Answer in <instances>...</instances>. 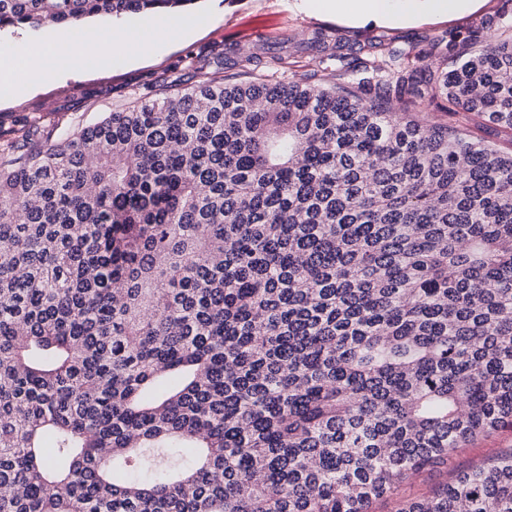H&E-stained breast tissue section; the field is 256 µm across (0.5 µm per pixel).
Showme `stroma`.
I'll list each match as a JSON object with an SVG mask.
<instances>
[{
	"label": "stroma",
	"instance_id": "35a3bbf8",
	"mask_svg": "<svg viewBox=\"0 0 512 512\" xmlns=\"http://www.w3.org/2000/svg\"><path fill=\"white\" fill-rule=\"evenodd\" d=\"M191 26L174 43H153L157 18H119L148 41L136 52L112 53L99 67L45 78L33 88L21 86L0 96V130L9 131L23 119H41L39 135L57 139L78 125L97 121L178 76L186 56L213 59L216 53L257 58L256 72L281 80L304 77L318 57L310 41L320 35L328 42L404 45L449 33L478 30L498 40H512V0H481L478 8L453 18L411 24L347 23L326 13H310L301 0H199L190 14ZM108 18L88 21L98 30L115 23ZM512 450V429L480 437L458 449L447 465L419 473L403 482L393 498L373 504L371 512H396L405 501L422 500L462 472Z\"/></svg>",
	"mask_w": 512,
	"mask_h": 512
}]
</instances>
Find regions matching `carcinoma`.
<instances>
[{"label":"carcinoma","instance_id":"cac0c4a2","mask_svg":"<svg viewBox=\"0 0 512 512\" xmlns=\"http://www.w3.org/2000/svg\"><path fill=\"white\" fill-rule=\"evenodd\" d=\"M198 2L0 0V33ZM473 40L337 42L288 83L197 61L7 132L0 512H371L512 428V150L404 111L512 134V40ZM397 512H512V452Z\"/></svg>","mask_w":512,"mask_h":512}]
</instances>
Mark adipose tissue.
I'll use <instances>...</instances> for the list:
<instances>
[{
    "label": "adipose tissue",
    "instance_id": "adipose-tissue-1",
    "mask_svg": "<svg viewBox=\"0 0 512 512\" xmlns=\"http://www.w3.org/2000/svg\"><path fill=\"white\" fill-rule=\"evenodd\" d=\"M477 0H303L307 10L345 15L355 22L410 23L429 16H448L473 8ZM135 41L125 30L99 31L92 38H72L48 43L34 53L13 55L0 65V89L36 82L57 63L87 68L103 63L113 51L125 50Z\"/></svg>",
    "mask_w": 512,
    "mask_h": 512
}]
</instances>
